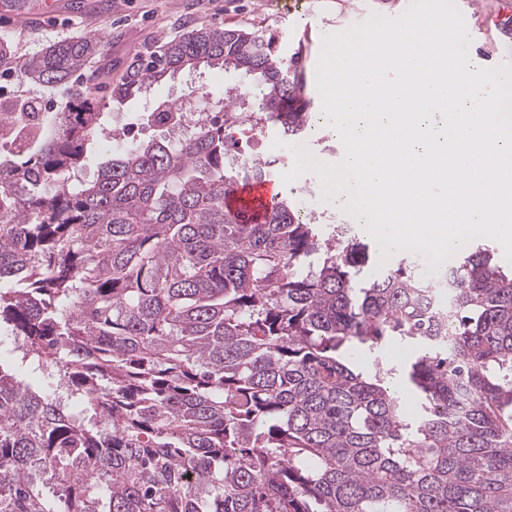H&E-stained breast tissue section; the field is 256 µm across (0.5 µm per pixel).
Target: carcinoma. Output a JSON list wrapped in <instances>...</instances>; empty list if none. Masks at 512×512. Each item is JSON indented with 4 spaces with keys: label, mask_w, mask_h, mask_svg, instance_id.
Returning <instances> with one entry per match:
<instances>
[{
    "label": "carcinoma",
    "mask_w": 512,
    "mask_h": 512,
    "mask_svg": "<svg viewBox=\"0 0 512 512\" xmlns=\"http://www.w3.org/2000/svg\"><path fill=\"white\" fill-rule=\"evenodd\" d=\"M103 50L20 59L0 39V77L67 83ZM201 65L248 78L287 137L312 116L295 62L246 29L166 41L112 100ZM99 79L66 112L0 106L1 129H31L0 158V512H512V275L494 249L453 256L441 332L411 263L364 276L370 246L286 197L241 221L226 195L271 168L224 165V117L246 121L230 94L180 145L131 139L85 181ZM390 340L416 346L399 374L349 360Z\"/></svg>",
    "instance_id": "cac0c4a2"
}]
</instances>
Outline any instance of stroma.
<instances>
[{
  "mask_svg": "<svg viewBox=\"0 0 512 512\" xmlns=\"http://www.w3.org/2000/svg\"><path fill=\"white\" fill-rule=\"evenodd\" d=\"M25 2L24 13L0 11V38L9 40L19 57L34 55L60 39L96 37L105 48L94 66L108 82L118 81L147 49L201 25L272 34L283 52L289 41L304 42L303 65L312 73L322 35L391 9L389 0H55V12L46 14L43 0ZM241 80L234 71L201 68L164 79L152 85L147 95L122 103L103 96L101 105L104 112L124 113L135 138L163 140L166 131L146 125L143 119L155 103L174 100L198 82L206 83L213 96L221 98Z\"/></svg>",
  "mask_w": 512,
  "mask_h": 512,
  "instance_id": "stroma-1",
  "label": "stroma"
}]
</instances>
